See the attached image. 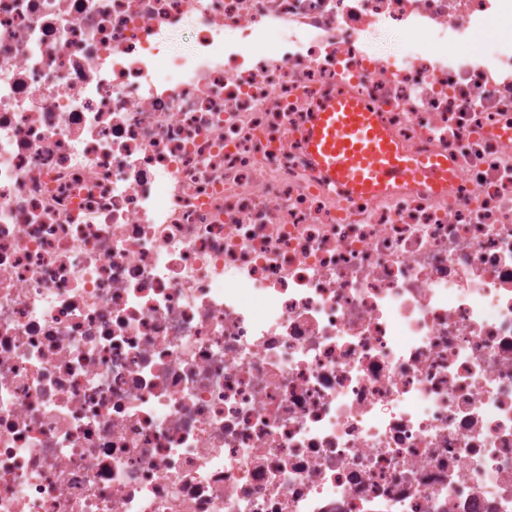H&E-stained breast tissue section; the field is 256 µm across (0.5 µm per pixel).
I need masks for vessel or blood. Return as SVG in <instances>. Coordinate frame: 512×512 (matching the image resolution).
<instances>
[{
    "label": "vessel or blood",
    "mask_w": 512,
    "mask_h": 512,
    "mask_svg": "<svg viewBox=\"0 0 512 512\" xmlns=\"http://www.w3.org/2000/svg\"><path fill=\"white\" fill-rule=\"evenodd\" d=\"M317 166L352 194L376 195L403 182L448 185V162L407 160L377 113L352 98L329 101L305 133Z\"/></svg>",
    "instance_id": "obj_1"
}]
</instances>
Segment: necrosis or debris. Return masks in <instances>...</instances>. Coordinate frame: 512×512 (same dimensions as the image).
<instances>
[{
	"label": "necrosis or debris",
	"instance_id": "necrosis-or-debris-1",
	"mask_svg": "<svg viewBox=\"0 0 512 512\" xmlns=\"http://www.w3.org/2000/svg\"><path fill=\"white\" fill-rule=\"evenodd\" d=\"M0 512H512V0H0ZM305 141L317 166L351 194L376 195L403 182L447 189L448 160L405 159L378 113L352 98L329 101L316 113Z\"/></svg>",
	"mask_w": 512,
	"mask_h": 512
}]
</instances>
